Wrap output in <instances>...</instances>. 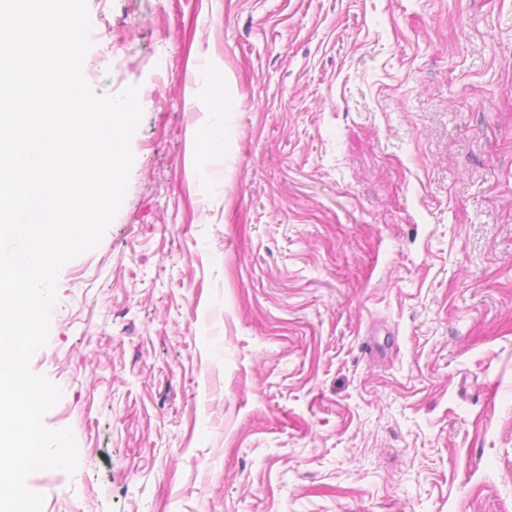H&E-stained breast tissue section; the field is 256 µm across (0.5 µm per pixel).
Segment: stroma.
Instances as JSON below:
<instances>
[{"mask_svg":"<svg viewBox=\"0 0 512 512\" xmlns=\"http://www.w3.org/2000/svg\"><path fill=\"white\" fill-rule=\"evenodd\" d=\"M87 5L142 118L30 360L42 512H512V0ZM196 150L200 160H204L217 149H223V135L212 128L199 127L195 134Z\"/></svg>","mask_w":512,"mask_h":512,"instance_id":"35a3bbf8","label":"stroma"}]
</instances>
